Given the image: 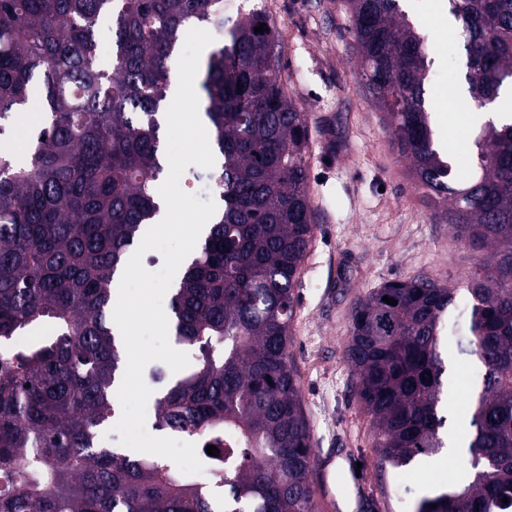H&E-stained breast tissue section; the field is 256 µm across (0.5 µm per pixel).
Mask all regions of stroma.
Masks as SVG:
<instances>
[{"instance_id": "obj_1", "label": "stroma", "mask_w": 512, "mask_h": 512, "mask_svg": "<svg viewBox=\"0 0 512 512\" xmlns=\"http://www.w3.org/2000/svg\"><path fill=\"white\" fill-rule=\"evenodd\" d=\"M242 11L276 20L284 45L288 92L310 128L309 196L318 218L315 240L300 273L293 322V358L316 457L335 475L331 489L344 512H410L416 496L441 488L454 457L423 459L380 471L371 426L352 391L345 353L355 302L393 280L425 276L458 286L478 254L450 226L435 222L414 189L408 160L393 150L383 112L365 96L345 0H239ZM433 52L432 79L465 71L463 49H450L434 26L422 29ZM475 367L454 370L448 428L469 433L467 396ZM363 490H354L350 469Z\"/></svg>"}]
</instances>
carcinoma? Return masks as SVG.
I'll list each match as a JSON object with an SVG mask.
<instances>
[{
    "instance_id": "carcinoma-1",
    "label": "carcinoma",
    "mask_w": 512,
    "mask_h": 512,
    "mask_svg": "<svg viewBox=\"0 0 512 512\" xmlns=\"http://www.w3.org/2000/svg\"><path fill=\"white\" fill-rule=\"evenodd\" d=\"M346 3L360 82L413 183L437 222L493 257L460 288L418 276L355 304L346 361L377 467L446 447L451 360L470 363L468 478L413 512H512V123L482 125L473 172L459 176L436 142L416 21L400 0ZM448 13L478 109L512 87V0H448ZM108 16L106 68L97 32ZM192 28L219 35L198 96L222 162L192 177L213 183L220 208L170 294L175 341L192 355L181 374L153 373L154 426L222 445L216 457L199 449L208 483L98 440L121 376L111 285L160 213L159 112ZM282 58L276 22L248 12L226 23L224 0H0V133L18 112L41 116L22 154L0 153V512H316L291 353L316 218L309 127ZM462 300L466 333L450 347Z\"/></svg>"
}]
</instances>
